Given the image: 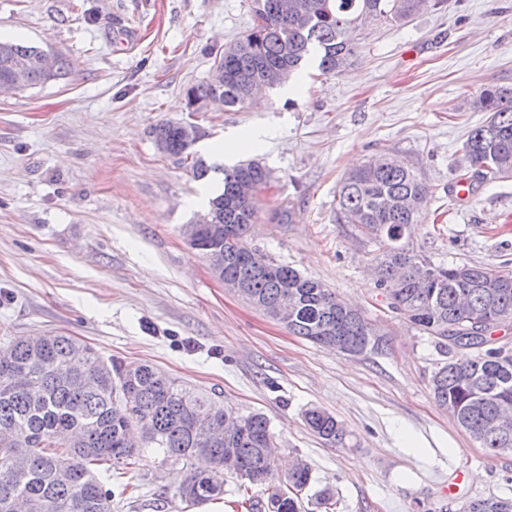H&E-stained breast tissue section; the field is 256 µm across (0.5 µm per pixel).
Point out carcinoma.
<instances>
[{
  "label": "carcinoma",
  "mask_w": 512,
  "mask_h": 512,
  "mask_svg": "<svg viewBox=\"0 0 512 512\" xmlns=\"http://www.w3.org/2000/svg\"><path fill=\"white\" fill-rule=\"evenodd\" d=\"M421 0H252L253 27L215 52L212 73L220 80L187 89L189 105L200 111L216 97L229 107L248 109V83L267 88L288 83L303 66L323 75L340 72L355 55L358 21L402 22ZM45 50L0 42V83L18 89L67 75L59 58L43 66ZM489 113L462 142L464 159L483 178L512 174V87L488 86L468 103ZM157 149L188 165L195 178L212 166L191 147L183 124L163 122L153 130ZM222 188L208 200L203 224L190 247L206 256L218 252L222 275L243 284L241 298L267 317L270 306H291L286 328L321 347L349 356L379 354L386 346L363 315L343 304L322 282L274 261L250 247L260 194L271 173L256 159L220 168ZM430 197L428 186L402 160L378 156L350 171L337 212L379 245L374 257L377 286L393 308L435 343L443 355L430 379L436 404L453 415L470 437L495 456L512 455V425L503 430L498 408L512 404V346L496 345L498 317H512V272L477 265L435 266L416 251L405 231L419 223ZM9 367H0V476L14 472L5 498H21L26 512H112V491L97 472L109 462L128 466L143 448L186 464L179 485L182 500L198 505L224 494V476L267 487L270 512H301L300 495L312 481L306 461L279 477L274 434L262 413L242 414L203 393L177 384L163 371L136 362H106L87 344L63 334L6 336L0 345ZM308 428L324 441L344 447L347 433L333 414L306 411ZM461 512H512V500L482 498Z\"/></svg>",
  "instance_id": "1"
}]
</instances>
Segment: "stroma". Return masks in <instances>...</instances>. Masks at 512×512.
Segmentation results:
<instances>
[{
    "label": "stroma",
    "mask_w": 512,
    "mask_h": 512,
    "mask_svg": "<svg viewBox=\"0 0 512 512\" xmlns=\"http://www.w3.org/2000/svg\"><path fill=\"white\" fill-rule=\"evenodd\" d=\"M251 0H0V41L69 63L66 77L0 94V336L65 334L105 360L148 362L184 387L270 421L280 470L312 468L304 512L332 488L334 512H459L512 498V456H494L433 399L441 354L392 309L371 264L379 245L336 213L345 175L376 155L413 166L429 187L411 245L434 265L512 270V177L478 179L457 148L486 113L459 106L512 87V0H430L405 22L357 29L341 73L303 69L259 104L188 107L214 54L252 27ZM198 129L194 153L225 164L229 134L255 140L240 159L272 174L249 243L320 280L383 333L385 352L347 357L301 339L225 289L183 227L221 173L195 179L152 129ZM471 179L464 201L457 178ZM291 211L290 223L272 220ZM323 408L346 447L305 425ZM469 472L448 495L451 467ZM183 463L145 450L104 472L112 512H245L262 485L226 476L221 498L187 505ZM461 512H512V500L507 498H482L466 502Z\"/></svg>",
    "instance_id": "obj_1"
}]
</instances>
